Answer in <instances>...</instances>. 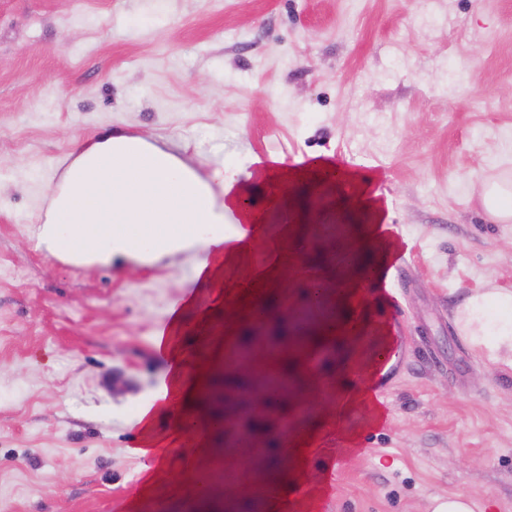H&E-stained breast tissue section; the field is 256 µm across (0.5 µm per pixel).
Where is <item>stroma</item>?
Listing matches in <instances>:
<instances>
[{
	"label": "stroma",
	"mask_w": 512,
	"mask_h": 512,
	"mask_svg": "<svg viewBox=\"0 0 512 512\" xmlns=\"http://www.w3.org/2000/svg\"><path fill=\"white\" fill-rule=\"evenodd\" d=\"M121 129L207 172L235 158L334 154L374 175L403 274L359 281L368 325L352 361L383 412L303 394L322 415L294 502L311 512H431L472 497L512 512V351L476 350L459 318L512 294V223L487 219V179L512 172V0H0V512H213L207 458L186 493L192 410L154 434L166 471L145 484L135 419L166 365L155 328L175 303L214 305L194 265L66 264L38 224L75 142ZM341 270L362 228L317 211Z\"/></svg>",
	"instance_id": "stroma-1"
}]
</instances>
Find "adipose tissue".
<instances>
[{"mask_svg": "<svg viewBox=\"0 0 512 512\" xmlns=\"http://www.w3.org/2000/svg\"><path fill=\"white\" fill-rule=\"evenodd\" d=\"M337 173L333 161L321 159L292 168L285 176L312 189L328 186L348 210L367 212L370 223L366 239L380 242L385 231L383 210L368 191V178L353 174L342 184L335 180ZM252 195L250 185L240 182L226 165H218L204 176L163 146L140 136L111 133L72 152L33 237L39 250L75 265L110 266L120 260L155 264L205 248L209 257L197 265L195 276L201 284L218 288V304L229 311L254 288L278 281L285 270L298 265L299 252L293 245L297 208L292 191L279 187L265 195V205L276 208L283 219L277 235L264 241L258 238L259 215L244 204ZM228 224L234 227L229 235L224 232ZM259 248L267 256L261 265L253 260ZM228 268L238 270L237 279L225 280ZM354 295V281L346 280L338 299L343 315L325 329L326 338L347 345L363 336L367 313ZM469 305L480 335L512 339L511 295L492 299L475 296ZM182 322V312H174L170 322L155 332L156 347L168 362L167 374L158 384L153 401L138 417L147 434L143 455L160 460L165 457L164 449L148 437L156 418L166 414L175 399L198 405L210 376L208 364L220 352L219 341L207 338L195 352L183 351L171 340ZM313 355V349L287 346L261 358L259 364L267 373L289 370L304 392L320 394L329 389L339 398L356 400V393L343 380H329L315 373ZM196 414L202 436L224 432V420L208 418L206 409L199 405ZM320 425L317 419L305 421L294 437L280 442L274 489L259 498L269 512H282L287 506L296 490L289 469L305 465L306 444Z\"/></svg>", "mask_w": 512, "mask_h": 512, "instance_id": "1", "label": "adipose tissue"}]
</instances>
